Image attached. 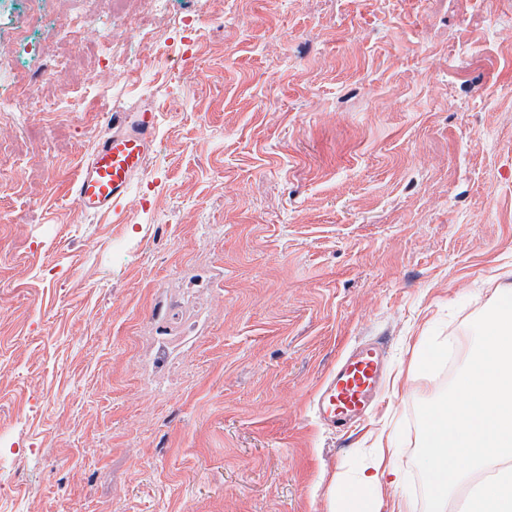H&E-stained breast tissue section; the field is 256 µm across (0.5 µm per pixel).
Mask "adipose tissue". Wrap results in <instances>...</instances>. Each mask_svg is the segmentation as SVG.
Masks as SVG:
<instances>
[{"instance_id": "obj_1", "label": "adipose tissue", "mask_w": 512, "mask_h": 512, "mask_svg": "<svg viewBox=\"0 0 512 512\" xmlns=\"http://www.w3.org/2000/svg\"><path fill=\"white\" fill-rule=\"evenodd\" d=\"M397 454L394 431H379L362 464L328 488V512H414L413 500L400 491L405 475Z\"/></svg>"}]
</instances>
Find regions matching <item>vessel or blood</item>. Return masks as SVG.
I'll return each mask as SVG.
<instances>
[{
  "instance_id": "obj_1",
  "label": "vessel or blood",
  "mask_w": 512,
  "mask_h": 512,
  "mask_svg": "<svg viewBox=\"0 0 512 512\" xmlns=\"http://www.w3.org/2000/svg\"><path fill=\"white\" fill-rule=\"evenodd\" d=\"M156 128V115L149 111L113 117L111 133L100 139L72 187L86 210H117L144 168ZM382 370L383 354L377 343H363L343 357L315 400L320 418L339 430L362 420L380 392Z\"/></svg>"
}]
</instances>
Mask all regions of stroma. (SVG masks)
Here are the masks:
<instances>
[{
    "label": "stroma",
    "instance_id": "stroma-1",
    "mask_svg": "<svg viewBox=\"0 0 512 512\" xmlns=\"http://www.w3.org/2000/svg\"><path fill=\"white\" fill-rule=\"evenodd\" d=\"M0 0V512H328L512 284V0ZM29 46H22L19 32ZM157 113L118 213L71 187L116 112ZM462 351L355 431L314 398L341 356L408 368L423 323ZM12 82L15 85L25 86L27 91L25 98L21 99L17 95L8 98H1L0 112H21V106L25 103V100L31 99L33 97V93L35 92L33 90L34 84L28 80H25L23 72L14 73Z\"/></svg>",
    "mask_w": 512,
    "mask_h": 512
}]
</instances>
